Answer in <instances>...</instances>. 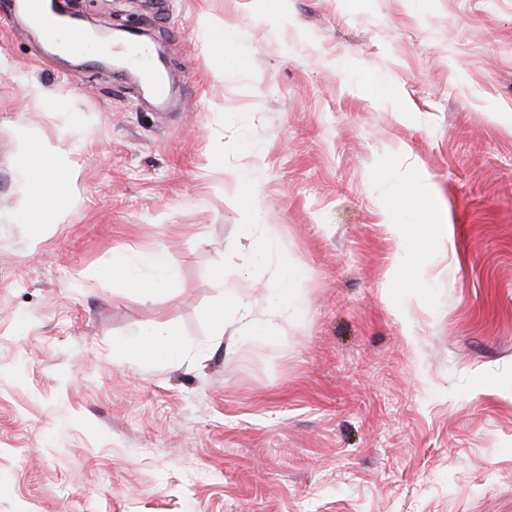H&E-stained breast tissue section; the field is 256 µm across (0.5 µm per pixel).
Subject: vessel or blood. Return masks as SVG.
Instances as JSON below:
<instances>
[{
    "instance_id": "b4317fda",
    "label": "vessel or blood",
    "mask_w": 512,
    "mask_h": 512,
    "mask_svg": "<svg viewBox=\"0 0 512 512\" xmlns=\"http://www.w3.org/2000/svg\"><path fill=\"white\" fill-rule=\"evenodd\" d=\"M69 13L63 0H0V23L10 26L24 20L37 27L47 47L58 44L57 34L68 30L73 42L86 44L83 32L68 26ZM112 45V73L118 85L128 87L154 106H166L175 94L164 60L140 28H123L115 33ZM30 174L34 182L50 185L53 171L39 151L32 149L29 156Z\"/></svg>"
}]
</instances>
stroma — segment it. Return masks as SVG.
Segmentation results:
<instances>
[{
  "label": "stroma",
  "instance_id": "obj_1",
  "mask_svg": "<svg viewBox=\"0 0 512 512\" xmlns=\"http://www.w3.org/2000/svg\"><path fill=\"white\" fill-rule=\"evenodd\" d=\"M70 12L147 28L186 94L153 111L0 24V512H512V0ZM23 130L77 172L39 237ZM116 249L175 288L141 300ZM281 253L306 276L272 337L215 336L224 292L265 318ZM149 323L188 358L118 360ZM253 233L249 246L236 247L231 254L238 260V268L246 276L251 275L261 264L265 263L272 241L267 233L268 224H253ZM166 265L164 253L161 251L142 253L135 262L128 252L116 250L106 263V274L122 280L143 301L151 302L158 294L168 292L174 286L167 277ZM144 268L154 270L155 275L145 276Z\"/></svg>",
  "mask_w": 512,
  "mask_h": 512
}]
</instances>
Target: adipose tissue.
<instances>
[{"mask_svg":"<svg viewBox=\"0 0 512 512\" xmlns=\"http://www.w3.org/2000/svg\"><path fill=\"white\" fill-rule=\"evenodd\" d=\"M22 139L30 146L38 147L57 173V182L51 193L46 196V206L40 224L45 227L61 223L75 175L64 164L58 146L27 133L23 134ZM106 273L110 277L122 280L146 302L153 301L160 293L170 291L173 286L167 277L165 256L160 251L147 252L136 259L131 258L126 251H113L106 263ZM301 278V269L288 256H281L277 263L274 285L266 295L270 318L264 322H250V331L253 335L271 336L273 317L287 312L288 302L296 292ZM116 347L123 358H134L143 363L178 364L189 355L188 349L173 331L157 324L147 325L137 334L119 339Z\"/></svg>","mask_w":512,"mask_h":512,"instance_id":"obj_1","label":"adipose tissue"}]
</instances>
